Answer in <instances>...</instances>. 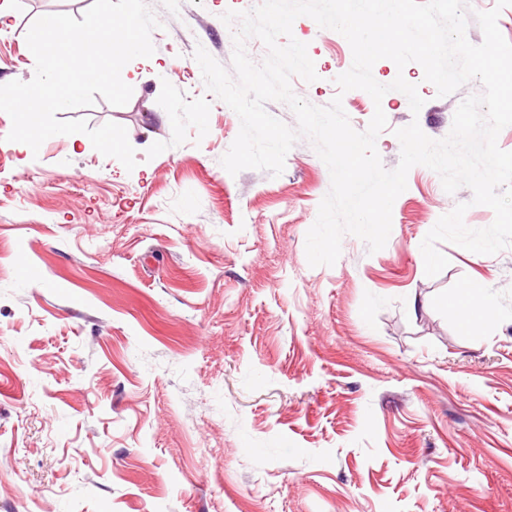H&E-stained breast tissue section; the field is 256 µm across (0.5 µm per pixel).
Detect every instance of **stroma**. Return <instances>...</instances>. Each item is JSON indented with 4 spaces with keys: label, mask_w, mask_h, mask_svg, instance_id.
Returning <instances> with one entry per match:
<instances>
[{
    "label": "stroma",
    "mask_w": 512,
    "mask_h": 512,
    "mask_svg": "<svg viewBox=\"0 0 512 512\" xmlns=\"http://www.w3.org/2000/svg\"><path fill=\"white\" fill-rule=\"evenodd\" d=\"M259 0H148L163 68L132 80L127 104L62 111L124 126L126 170L87 135L38 153L6 139L0 112V512H512V247L449 242L438 275L421 243L443 214L494 212L470 188L446 193L417 165L396 199L386 246L344 235L331 266H310L306 234L331 186L308 139L280 176L222 166L240 130L193 58L231 67L221 16ZM93 0H8L0 85L30 81L26 33ZM318 79L291 80L316 106L341 97L365 130L371 97L339 93L348 41L302 17ZM417 85L388 92L377 139L386 169L395 129L448 135L482 86L437 97L415 62L372 70ZM480 289L496 317L460 328L448 295Z\"/></svg>",
    "instance_id": "stroma-1"
}]
</instances>
